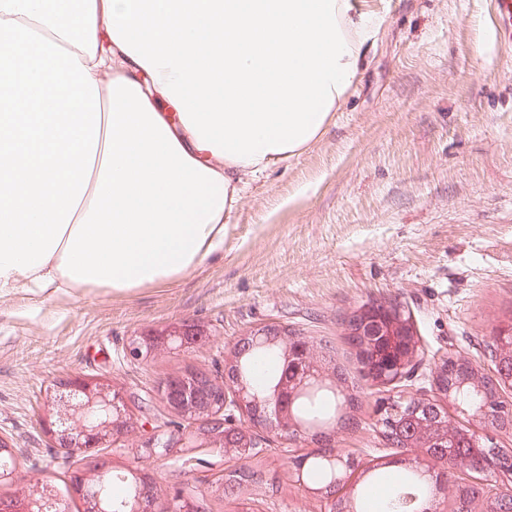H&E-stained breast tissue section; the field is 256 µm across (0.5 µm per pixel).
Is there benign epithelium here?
Segmentation results:
<instances>
[{"mask_svg":"<svg viewBox=\"0 0 512 512\" xmlns=\"http://www.w3.org/2000/svg\"><path fill=\"white\" fill-rule=\"evenodd\" d=\"M404 317L403 308L385 305L377 309L366 305L351 315L346 333L362 342L365 373L384 382L403 376L410 358L397 348L393 328L395 318ZM291 329L278 322L255 327L240 337L227 355L224 377L218 379L200 368H190L182 375L166 380L160 387L162 403L188 427L169 426L164 434L141 439L139 447L150 455L161 457L176 453L189 456L198 448H235L240 455L248 454L253 431L261 429L279 437L309 438L327 447V454L336 458L337 449L323 443L326 433L308 428L294 419L293 404L302 395L326 381H336L332 370L311 358V343L304 337H294L284 352L281 378L271 396L261 399L243 384L229 380L235 365V353L263 339L289 336ZM211 336L208 326L194 320H184L164 329L136 333L128 339L126 357L133 362H147L162 353L187 352ZM491 367L487 382L495 393L512 391V330L501 332L491 345ZM130 397L125 388L109 379L68 377L55 385L47 401L43 425L55 447L64 448L84 458L82 469L71 476V485L83 499V512H107L99 494L87 484L90 476L106 471L109 465L97 456V449L120 441L131 428ZM237 412L240 420L224 419V413ZM441 403L428 399L418 405L416 420L425 431L434 429L442 419ZM482 442L474 434L452 429L434 435L422 445L429 457L452 458L466 448L477 449ZM11 455V463L0 464V481L15 477L17 460L7 437L0 435V453ZM0 512H69L67 503L49 485L39 484L32 493L15 499H0ZM125 512H203L197 500L183 491L168 487L165 494L139 488L125 504ZM487 512H512V483L499 487L491 494Z\"/></svg>","mask_w":512,"mask_h":512,"instance_id":"obj_1","label":"benign epithelium"}]
</instances>
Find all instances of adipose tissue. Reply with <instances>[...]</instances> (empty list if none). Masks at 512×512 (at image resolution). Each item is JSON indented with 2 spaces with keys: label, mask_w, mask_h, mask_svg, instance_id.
Returning <instances> with one entry per match:
<instances>
[{
  "label": "adipose tissue",
  "mask_w": 512,
  "mask_h": 512,
  "mask_svg": "<svg viewBox=\"0 0 512 512\" xmlns=\"http://www.w3.org/2000/svg\"><path fill=\"white\" fill-rule=\"evenodd\" d=\"M381 23L357 0H0V295L198 268Z\"/></svg>",
  "instance_id": "ef3b65f1"
}]
</instances>
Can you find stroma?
I'll return each mask as SVG.
<instances>
[{
    "label": "stroma",
    "mask_w": 512,
    "mask_h": 512,
    "mask_svg": "<svg viewBox=\"0 0 512 512\" xmlns=\"http://www.w3.org/2000/svg\"><path fill=\"white\" fill-rule=\"evenodd\" d=\"M384 24L367 64L320 139L250 182L227 218L224 246L178 281L115 293L0 296V434L18 459L0 497L37 481L65 492L70 463L40 421L66 375L108 378L135 397V431L102 450L117 471L133 462L138 427L162 425L157 389L198 367L220 375L250 328L277 321L329 341L344 389L358 393L336 447L362 462L395 455L379 432L377 398H432L434 360L461 354L489 365L493 328L512 318V40L497 0H363ZM371 300L409 311L420 350L411 376L363 395L343 320ZM210 328L209 344L134 363V333L181 320ZM310 441L271 437L245 467L272 490L216 494L223 456L185 471L179 455L143 461L163 484L205 498L209 512H326L297 482Z\"/></svg>",
    "instance_id": "1"
}]
</instances>
